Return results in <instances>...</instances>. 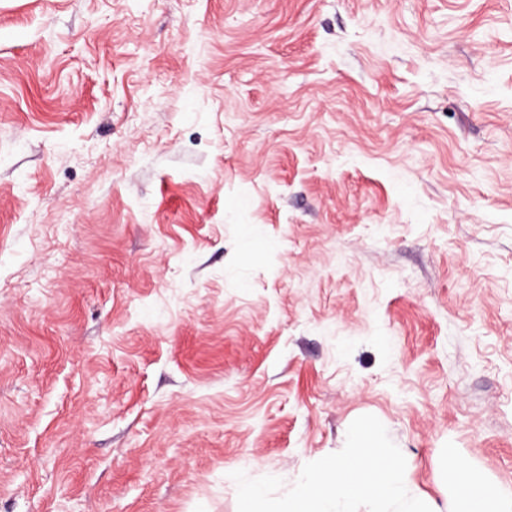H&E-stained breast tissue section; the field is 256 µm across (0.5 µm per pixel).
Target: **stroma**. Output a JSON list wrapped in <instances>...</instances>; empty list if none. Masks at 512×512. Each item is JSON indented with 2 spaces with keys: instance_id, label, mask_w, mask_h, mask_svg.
Here are the masks:
<instances>
[{
  "instance_id": "obj_1",
  "label": "stroma",
  "mask_w": 512,
  "mask_h": 512,
  "mask_svg": "<svg viewBox=\"0 0 512 512\" xmlns=\"http://www.w3.org/2000/svg\"><path fill=\"white\" fill-rule=\"evenodd\" d=\"M365 414L512 488V0H0V512H237Z\"/></svg>"
}]
</instances>
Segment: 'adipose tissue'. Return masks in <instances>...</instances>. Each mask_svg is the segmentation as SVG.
<instances>
[{"instance_id":"adipose-tissue-1","label":"adipose tissue","mask_w":512,"mask_h":512,"mask_svg":"<svg viewBox=\"0 0 512 512\" xmlns=\"http://www.w3.org/2000/svg\"><path fill=\"white\" fill-rule=\"evenodd\" d=\"M447 470L457 485L452 512H512V492L477 480L458 457H448Z\"/></svg>"}]
</instances>
